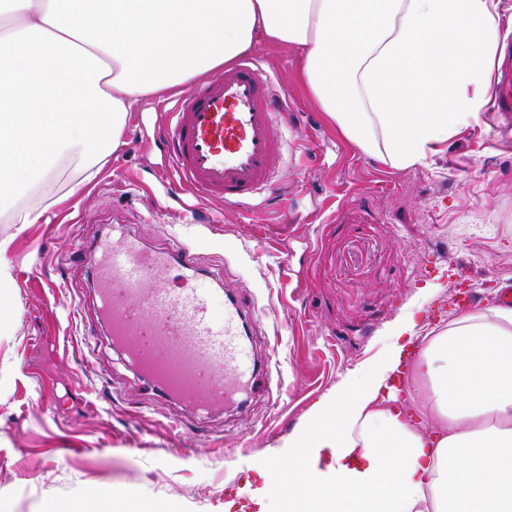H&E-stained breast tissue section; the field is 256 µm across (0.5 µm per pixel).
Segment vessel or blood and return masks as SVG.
Segmentation results:
<instances>
[{
	"label": "vessel or blood",
	"instance_id": "b4317fda",
	"mask_svg": "<svg viewBox=\"0 0 512 512\" xmlns=\"http://www.w3.org/2000/svg\"><path fill=\"white\" fill-rule=\"evenodd\" d=\"M283 92L250 57L197 81L174 101L164 139L171 146V186L191 185L199 199L243 205L271 184L281 158L275 128ZM493 111L512 113V78L497 80ZM80 259L95 276V308L115 350L134 368L146 393L178 402L204 417L245 407V396L267 364L239 353L253 315L236 321L228 294L223 321L189 288L198 266L188 245L150 250L124 226Z\"/></svg>",
	"mask_w": 512,
	"mask_h": 512
}]
</instances>
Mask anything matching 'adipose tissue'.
<instances>
[{"label": "adipose tissue", "instance_id": "obj_1", "mask_svg": "<svg viewBox=\"0 0 512 512\" xmlns=\"http://www.w3.org/2000/svg\"><path fill=\"white\" fill-rule=\"evenodd\" d=\"M502 0H0V205L62 159L93 179L140 98L182 91L256 40L295 49L362 152L425 164L476 122ZM325 394L277 449L253 512H512V307L466 311L414 362L426 426L391 381L414 341Z\"/></svg>", "mask_w": 512, "mask_h": 512}]
</instances>
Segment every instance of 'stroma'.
Masks as SVG:
<instances>
[{"mask_svg":"<svg viewBox=\"0 0 512 512\" xmlns=\"http://www.w3.org/2000/svg\"><path fill=\"white\" fill-rule=\"evenodd\" d=\"M254 54L288 98L275 201L227 205L171 192L160 131L164 99H139L124 142L67 196L71 166L41 195L44 221L0 216L11 279L0 304V512H224L260 487L279 447L314 403L352 372L375 368L390 330L414 314L418 335L473 307H496L512 281V134L484 111L443 153L404 170L364 154L312 102L296 53L266 41ZM125 225L148 248L187 243L201 268L190 286L224 317V291L258 318L243 358L270 360L246 411L199 420L146 399L134 369L99 335L91 275L69 251Z\"/></svg>","mask_w":512,"mask_h":512,"instance_id":"35a3bbf8","label":"stroma"}]
</instances>
